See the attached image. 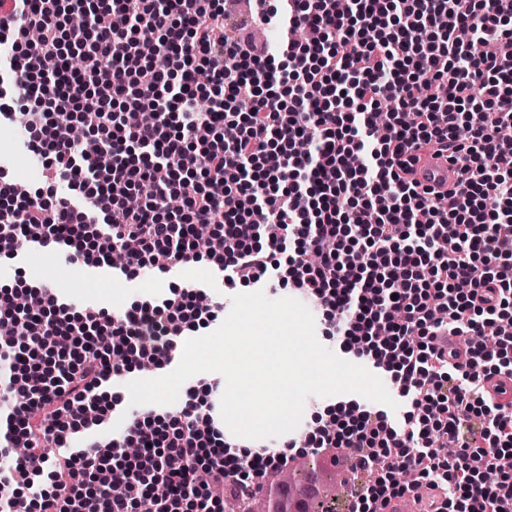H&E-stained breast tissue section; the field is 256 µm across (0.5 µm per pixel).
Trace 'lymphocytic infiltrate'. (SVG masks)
<instances>
[{"instance_id": "f902f5d3", "label": "lymphocytic infiltrate", "mask_w": 512, "mask_h": 512, "mask_svg": "<svg viewBox=\"0 0 512 512\" xmlns=\"http://www.w3.org/2000/svg\"><path fill=\"white\" fill-rule=\"evenodd\" d=\"M79 30L63 26L74 11ZM275 20L278 51L229 38L223 0H13L0 16L10 59L0 82L46 171L24 196L0 187V253L24 243L71 248L73 262L168 272L199 257L191 229L210 225L209 256L229 282L293 284L335 311L327 338L391 373L411 408L342 407L306 443L348 451L345 512L430 494L421 512H512V410L484 383L512 377V0H255ZM390 103L392 132L374 133ZM154 111L150 123L137 113ZM99 142L86 153L69 134ZM449 155L446 192L411 177ZM66 178L75 198L58 196ZM142 199L126 204L129 195ZM183 199L180 210L167 206ZM23 314L0 291L1 389L13 411L0 471V510L224 512V495L261 496L288 463L238 456L202 403L134 418L106 447L51 449L70 430L102 424L111 373L170 361L184 323L218 319L199 292L174 289L121 315L73 310L48 285ZM462 336L443 347L442 336ZM137 456H128V445ZM65 448V447H64ZM417 474L402 481L403 471ZM366 472L359 484L355 473Z\"/></svg>"}]
</instances>
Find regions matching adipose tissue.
I'll use <instances>...</instances> for the list:
<instances>
[{"label": "adipose tissue", "mask_w": 512, "mask_h": 512, "mask_svg": "<svg viewBox=\"0 0 512 512\" xmlns=\"http://www.w3.org/2000/svg\"><path fill=\"white\" fill-rule=\"evenodd\" d=\"M224 434L251 447L275 436L287 439L297 418L314 422L291 393L306 385V363L317 360L313 342L300 337L287 306L253 299L225 317Z\"/></svg>", "instance_id": "ef3b65f1"}]
</instances>
